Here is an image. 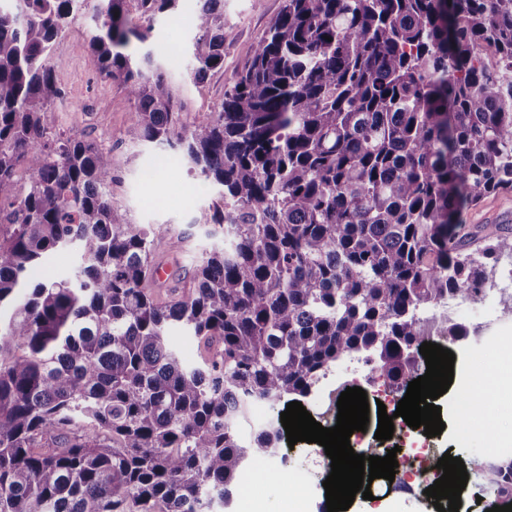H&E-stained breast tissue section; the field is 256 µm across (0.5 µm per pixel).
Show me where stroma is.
<instances>
[{"label": "stroma", "mask_w": 512, "mask_h": 512, "mask_svg": "<svg viewBox=\"0 0 512 512\" xmlns=\"http://www.w3.org/2000/svg\"><path fill=\"white\" fill-rule=\"evenodd\" d=\"M282 5L283 0H224V66L198 86L187 76V49L194 36L197 0H181L175 15L158 16L142 49L164 62L184 105L178 115L180 124L191 127L213 117L233 76L249 64L255 44ZM170 44L179 46L178 60H170L165 53V46ZM58 51L65 59L58 72L63 96L47 115L49 127L60 132L80 131L111 149L113 198L128 210L134 223L184 236V251L172 253L162 244L157 260L171 272L190 276L203 253L224 246V228L211 220L214 211L224 206L219 189L190 170L180 149L158 147L133 137L132 104L119 82L98 75L81 29H74L59 44ZM511 280L505 269H498L494 289L478 300L467 301L461 309H449L451 321L468 330L467 337L452 346L455 375L470 373L471 354L484 348L488 340L512 343V291L506 288ZM460 397L453 385L440 398L445 429L432 437L431 443L437 452L460 457L466 466L469 479L461 493L459 512H486L477 502L488 488L482 464L496 451L481 434V421H473L468 427L461 422L454 410ZM330 464V458L317 444L300 442L291 446L283 441L275 453L254 457L249 467L272 476L284 467L306 475L311 490L301 501L303 512H327L325 491L319 483Z\"/></svg>", "instance_id": "stroma-1"}]
</instances>
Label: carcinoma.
Listing matches in <instances>:
<instances>
[{
  "label": "carcinoma",
  "instance_id": "carcinoma-1",
  "mask_svg": "<svg viewBox=\"0 0 512 512\" xmlns=\"http://www.w3.org/2000/svg\"><path fill=\"white\" fill-rule=\"evenodd\" d=\"M179 0H0V512H210L274 423L352 354L408 385L419 313L477 300L512 227L465 224L512 191V0H284L215 116L187 129L151 55ZM133 105L137 139L179 146L222 187L224 248L155 295L162 231L112 198V153L54 132L74 28ZM196 85L224 67V0H199ZM75 248L69 277L33 276ZM198 343L188 363L170 343ZM512 499V456L485 463ZM286 404L288 403L263 404L252 408L244 418L240 419L238 424L242 439L249 442L264 425L275 422L278 415L280 419V413L286 410Z\"/></svg>",
  "mask_w": 512,
  "mask_h": 512
}]
</instances>
